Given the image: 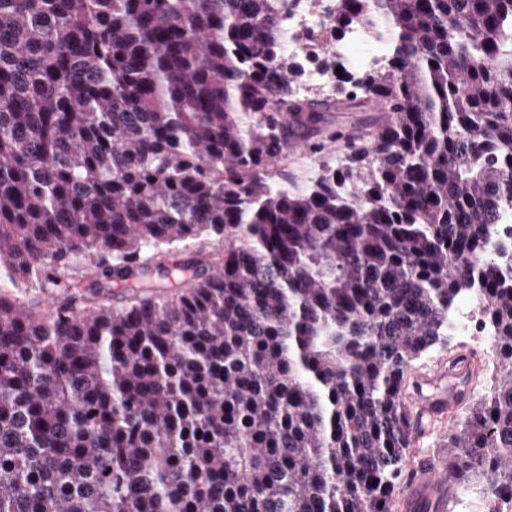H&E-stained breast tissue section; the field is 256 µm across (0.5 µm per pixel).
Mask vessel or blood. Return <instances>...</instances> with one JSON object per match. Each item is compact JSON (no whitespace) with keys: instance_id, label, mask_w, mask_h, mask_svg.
<instances>
[{"instance_id":"1","label":"vessel or blood","mask_w":512,"mask_h":512,"mask_svg":"<svg viewBox=\"0 0 512 512\" xmlns=\"http://www.w3.org/2000/svg\"><path fill=\"white\" fill-rule=\"evenodd\" d=\"M467 371L466 365L441 368L421 380L422 388L408 405L413 421L426 417L444 418L458 405L462 389L459 385ZM456 476L448 469L447 458L422 468L405 488L401 512H448V493Z\"/></svg>"}]
</instances>
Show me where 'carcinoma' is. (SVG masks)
<instances>
[{"label": "carcinoma", "mask_w": 512, "mask_h": 512, "mask_svg": "<svg viewBox=\"0 0 512 512\" xmlns=\"http://www.w3.org/2000/svg\"><path fill=\"white\" fill-rule=\"evenodd\" d=\"M289 2L0 0V512H391L412 365L477 282L501 373L449 467L512 493V0H334L392 53L327 97L294 93ZM188 247L218 259L163 263ZM383 112H327L330 130H339L346 136L356 138L368 132L370 125L383 117ZM293 140L294 142L288 148L287 158L278 162L273 168V180L277 183L288 186L289 189L293 184L301 186L316 175L319 161L322 164L336 165V155L341 151L311 154L304 136H295Z\"/></svg>", "instance_id": "1"}]
</instances>
